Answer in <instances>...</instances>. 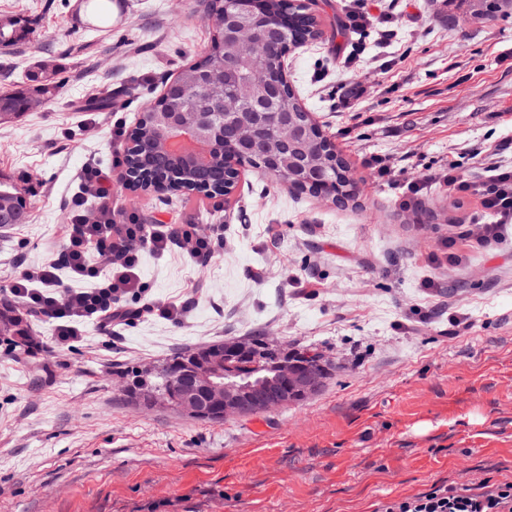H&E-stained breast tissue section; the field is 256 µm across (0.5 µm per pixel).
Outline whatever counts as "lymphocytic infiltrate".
<instances>
[{
    "instance_id": "f902f5d3",
    "label": "lymphocytic infiltrate",
    "mask_w": 512,
    "mask_h": 512,
    "mask_svg": "<svg viewBox=\"0 0 512 512\" xmlns=\"http://www.w3.org/2000/svg\"><path fill=\"white\" fill-rule=\"evenodd\" d=\"M439 180L457 198H478L483 218L460 225L457 239L473 249H489L503 239L502 230L512 224V168L487 167L476 178L449 165ZM109 175L90 167L84 172L81 199L75 200L69 224L62 228L59 259L21 271L8 292L24 308L53 319V344L63 347L81 336L88 324L108 326L130 317L121 307L124 295L137 288L135 269L142 251L163 252L178 247L192 260L213 256L221 241L218 231L203 232L196 225L116 224L112 221ZM101 201L96 213L84 208V196ZM66 268L79 288L62 287L59 268ZM481 492L468 486L435 485L428 491L392 499L378 512H512V482L483 478Z\"/></svg>"
}]
</instances>
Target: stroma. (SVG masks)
I'll list each match as a JSON object with an SVG mask.
<instances>
[{
	"label": "stroma",
	"instance_id": "35a3bbf8",
	"mask_svg": "<svg viewBox=\"0 0 512 512\" xmlns=\"http://www.w3.org/2000/svg\"><path fill=\"white\" fill-rule=\"evenodd\" d=\"M394 35L292 49L288 78L346 161L356 197L339 205L243 171L232 195L112 187L117 224L222 227L209 262L144 250L139 315L85 327L37 354L0 347V512H376L433 484L512 482V226L490 251L443 262L455 225L481 211L434 175L448 164L512 166V16L466 21L449 0H365ZM0 0L29 39L0 51V93L38 64L59 86L0 125V180L23 188L28 223L0 229V299L18 266L55 259L86 166L110 170L146 104L210 45L207 0ZM352 65H345V58ZM111 94L113 108L91 102ZM430 175L414 211L366 161ZM156 300L178 321L141 312ZM464 318L454 326L453 318ZM266 336L313 346L331 368L309 400L201 421L126 403L112 366Z\"/></svg>",
	"mask_w": 512,
	"mask_h": 512
}]
</instances>
